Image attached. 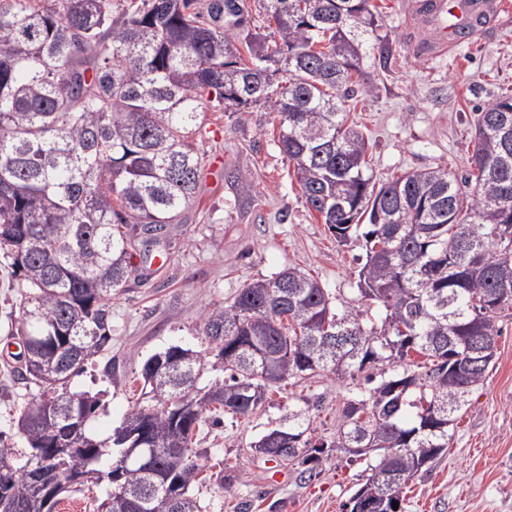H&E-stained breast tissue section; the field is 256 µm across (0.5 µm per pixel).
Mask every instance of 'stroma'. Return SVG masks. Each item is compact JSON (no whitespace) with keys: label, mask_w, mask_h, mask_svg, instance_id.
<instances>
[{"label":"stroma","mask_w":512,"mask_h":512,"mask_svg":"<svg viewBox=\"0 0 512 512\" xmlns=\"http://www.w3.org/2000/svg\"><path fill=\"white\" fill-rule=\"evenodd\" d=\"M411 0H370L375 33L390 48L363 55L358 92L348 100L349 119L369 141L374 178L384 183L406 172L442 167L470 171L474 119L479 106L512 95V10L478 38L461 39L435 58L416 48L420 27ZM279 118L267 103L241 110L208 103L206 126L196 144L204 159L193 203L172 225L170 242L135 250V283L113 297L109 355L87 364L72 389L99 394L90 426L112 434L141 398L140 369L171 345L208 353L203 315L230 304L245 283L295 268L319 280L332 297L381 312L358 291L362 254L342 246L311 212L278 147ZM24 290L9 258L0 255V447L24 452L17 427L33 384L15 377L20 347L13 337ZM497 355L483 384L454 423L444 457L408 481L401 512H512V309L497 320ZM114 360L116 372L105 364ZM366 388L364 374L345 378L321 372L288 380L256 415L215 425L203 422L197 446L208 462L192 488L203 512H347L366 460L331 451L312 479L300 480L295 462H275L255 452L254 442L293 408H308L309 438L333 440L346 403ZM236 476L234 494L222 475Z\"/></svg>","instance_id":"35a3bbf8"}]
</instances>
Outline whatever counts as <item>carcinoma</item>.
Instances as JSON below:
<instances>
[{"mask_svg":"<svg viewBox=\"0 0 512 512\" xmlns=\"http://www.w3.org/2000/svg\"><path fill=\"white\" fill-rule=\"evenodd\" d=\"M258 2L286 69L248 33V56L230 47L222 21L241 11L236 0H131L120 21L111 0H0V252L27 288L17 336L37 362L16 379L41 388L18 419L25 463L0 469V512L13 501L55 512L86 483L107 487L99 512H201L194 443L207 405L248 418L279 383L367 368L374 386L346 404L334 440L306 437L298 408L259 442L288 435V452L268 460H296L310 477L329 449H366L363 508L350 512H393L486 378L498 312L512 307V97L477 113L475 173L427 168L378 186L344 112L375 30L370 0ZM211 94L271 103L307 207L340 244L361 242L358 291L385 316L367 325L365 311L294 268L247 283L204 316L213 360L177 345L152 354L141 369L150 404L101 439L89 429L100 398L68 383L112 340L110 301L131 280L137 230L178 223L193 201ZM412 353L431 366L392 372ZM207 369L223 377L200 387ZM137 421L144 445L127 439Z\"/></svg>","mask_w":512,"mask_h":512,"instance_id":"1","label":"carcinoma"}]
</instances>
